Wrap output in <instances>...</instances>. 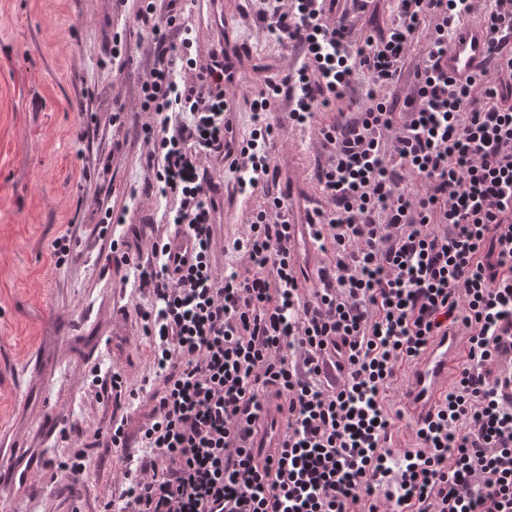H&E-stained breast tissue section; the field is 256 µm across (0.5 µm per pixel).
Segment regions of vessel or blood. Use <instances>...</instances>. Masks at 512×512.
I'll list each match as a JSON object with an SVG mask.
<instances>
[{
  "label": "vessel or blood",
  "instance_id": "vessel-or-blood-1",
  "mask_svg": "<svg viewBox=\"0 0 512 512\" xmlns=\"http://www.w3.org/2000/svg\"><path fill=\"white\" fill-rule=\"evenodd\" d=\"M489 33L477 15L464 18L448 40V78L463 83L482 76L489 61ZM294 247L303 249L301 263L308 278H315L319 242L314 225L295 223L291 226ZM170 258L167 262L171 276L181 271L195 259L192 237L185 232L173 233L168 239ZM460 360L456 337H438L427 347L419 362L412 369L404 396V406L413 421H420L431 411L439 396L447 391L448 382ZM284 410L276 405L266 406L264 422L255 437L256 447L264 454H275L283 442Z\"/></svg>",
  "mask_w": 512,
  "mask_h": 512
}]
</instances>
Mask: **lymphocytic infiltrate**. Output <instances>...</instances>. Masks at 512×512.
Returning a JSON list of instances; mask_svg holds the SVG:
<instances>
[{
	"mask_svg": "<svg viewBox=\"0 0 512 512\" xmlns=\"http://www.w3.org/2000/svg\"><path fill=\"white\" fill-rule=\"evenodd\" d=\"M475 2L400 0L389 27L356 46L346 34L370 0H249L303 60L253 100V129L241 139L223 62L177 82L175 70L195 63L192 43L166 45L153 0L140 8L158 48L144 108L187 118L149 154L177 207L145 253L107 255L153 296L138 312L153 374L127 391L113 372L109 439L84 443L66 464L80 477L101 446L134 460L103 512H512V0L483 14L492 35L483 78L453 85L441 66L449 28ZM335 12L341 24H325ZM359 68L371 79L365 97L320 130L327 206L314 214L328 258L305 288L285 197L270 191L280 171L269 115L286 89L291 120L305 126L344 99ZM405 75L404 96H378ZM227 167L240 172L239 191L263 199L232 242L249 261L242 272L211 261L214 177ZM179 229L197 259L173 279L165 250ZM447 335L466 339L458 377L416 423L415 446L394 448L387 392ZM141 395L151 408L133 431L121 399ZM271 396L286 404V429L264 457L251 438Z\"/></svg>",
	"mask_w": 512,
	"mask_h": 512,
	"instance_id": "obj_1",
	"label": "lymphocytic infiltrate"
}]
</instances>
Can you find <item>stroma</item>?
Here are the masks:
<instances>
[{
	"label": "stroma",
	"instance_id": "stroma-1",
	"mask_svg": "<svg viewBox=\"0 0 512 512\" xmlns=\"http://www.w3.org/2000/svg\"><path fill=\"white\" fill-rule=\"evenodd\" d=\"M245 0H185L167 28L180 44L191 34L198 65L223 42V22L248 43L232 89L238 136L253 128L250 103L267 78L295 68L300 49L282 46L244 9ZM138 0H0V473L18 450L43 453L49 465L23 487L0 486V512H71L56 479L78 443L107 431L112 406L99 400V379L120 370L127 388L152 375L150 342L138 308L153 297L106 263L103 238L134 241L147 219L173 206L147 165L143 128L157 117L142 108L141 86L155 44L138 21ZM121 34V57L112 37ZM339 103L316 112L305 131L292 129L289 99L271 111L281 135L272 149L282 177L297 185L298 205H324L316 180L329 157L319 130L335 122ZM122 142L113 152L114 142ZM112 196L123 222L98 234V198ZM259 196H243L237 222L222 224L218 268L243 269L226 245L242 235ZM69 232L71 251L52 243ZM126 465L99 449L77 487L82 512H99Z\"/></svg>",
	"mask_w": 512,
	"mask_h": 512
}]
</instances>
